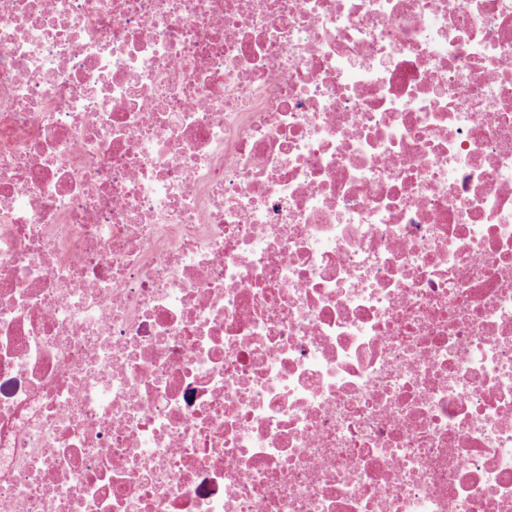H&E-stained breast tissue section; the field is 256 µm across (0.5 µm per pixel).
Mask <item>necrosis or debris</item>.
Here are the masks:
<instances>
[{
  "mask_svg": "<svg viewBox=\"0 0 512 512\" xmlns=\"http://www.w3.org/2000/svg\"><path fill=\"white\" fill-rule=\"evenodd\" d=\"M0 512H512V0H0Z\"/></svg>",
  "mask_w": 512,
  "mask_h": 512,
  "instance_id": "necrosis-or-debris-1",
  "label": "necrosis or debris"
}]
</instances>
